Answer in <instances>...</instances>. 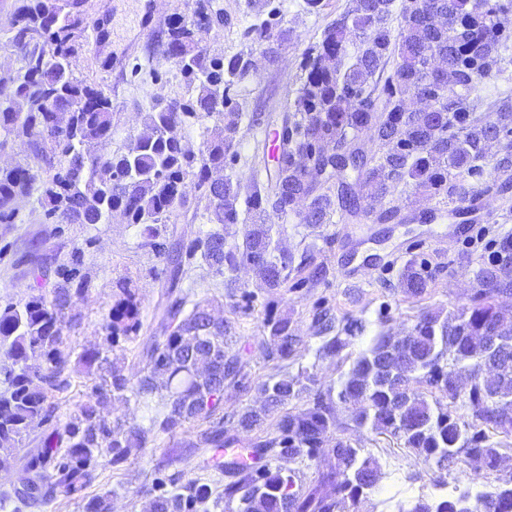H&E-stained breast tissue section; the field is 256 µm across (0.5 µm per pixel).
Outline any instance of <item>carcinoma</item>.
<instances>
[{"label":"carcinoma","instance_id":"cac0c4a2","mask_svg":"<svg viewBox=\"0 0 512 512\" xmlns=\"http://www.w3.org/2000/svg\"><path fill=\"white\" fill-rule=\"evenodd\" d=\"M272 2L251 0L258 21L246 31L263 48L269 67L288 41V31L271 21L279 14ZM352 2L304 54L293 100L268 119L279 140L267 182L255 171L244 184L230 178L217 183L211 173L237 157L242 114L232 106L230 87L256 72L242 52L212 56L200 48L203 37L224 24L210 0H198L190 15L173 17L162 44L164 58L176 60L194 93L153 103L147 132L122 153L109 151L111 98L77 76L86 0H14L9 45L23 66L0 72V90L9 89L0 97V149L21 134L32 163L0 167V224L15 223V201L35 188L50 224H103L119 210L141 226L144 245L164 257L167 280L165 300L153 313L159 329L138 344L137 378L125 374L118 357L95 349L78 355L100 383L81 406L79 423L53 427L22 457L40 479L15 489L18 501H46L58 492L82 498L102 452L118 466L132 451L150 442L163 445L180 433L178 447L209 449L215 469L232 478L224 498L238 501L236 512H359L382 473L363 449L333 435L344 427L339 401L355 427L389 433L434 465L436 487L471 462L479 464L476 477L494 480L489 493L440 492L398 512H512V475L500 476L501 460L512 449V310L495 304L497 297L512 295V258L479 270L470 305L446 313L424 310L403 336L380 333L355 358L340 391L331 385L317 391L312 407L279 415L273 430L251 442L260 456L273 451L301 463L328 457L329 467L317 470L314 479L297 487L292 470L267 466L254 472L224 461V449L238 445L224 434V382L242 384V367L233 351L232 323L215 317L208 302L186 309L189 297L180 282L188 269L202 263L222 275L248 267L271 291L287 287L292 272L319 280L327 275L326 264L315 263L309 249L297 257L273 242L271 217H294L314 230L333 223L338 212L355 220L372 213L384 223L398 216L399 206L386 207L384 201L402 185L462 202L473 192L465 179L487 166L506 177L501 188L512 180V149L489 154L492 142L512 133V96L497 98L485 116L477 114L479 103L472 98L482 80L512 64V32L505 26L512 0ZM431 11L439 15L436 26L426 20ZM351 45L357 47L352 58ZM446 75L453 77L451 88L443 82ZM190 124L203 129L197 147L182 134ZM89 143L100 145L102 153H84ZM188 179L199 191L194 202L183 191ZM241 202L249 223L242 243L230 244ZM179 211L216 228L193 237L179 234L169 227ZM28 264V274L43 287L48 267L33 256ZM81 265L80 252H73L69 263L54 269L57 282L49 293L0 309V341L9 343L12 360L0 366L8 385L0 394L1 454H12V444L36 422L51 419L56 394L69 385L61 346L65 332L79 325L68 310L73 296L85 291ZM428 285L415 264L401 273L400 287L408 296L422 295ZM142 327L139 304L121 289L105 317L109 347L122 338L137 339ZM315 328L323 338L322 357H335L351 343L352 330L344 327L340 336L326 313L317 315ZM264 331L268 360L290 357L304 341L286 315L266 319ZM494 352L502 371L488 382L475 377L464 412H458L452 371L468 365L477 374ZM33 358L41 364L31 371L27 362ZM305 390L298 377L266 379L258 385L260 410L237 414L238 426H261ZM156 394L166 401V412L147 427L107 418L111 400L146 405ZM177 482L172 479L175 490L151 497L146 512H195L212 496L207 484Z\"/></svg>","mask_w":512,"mask_h":512}]
</instances>
